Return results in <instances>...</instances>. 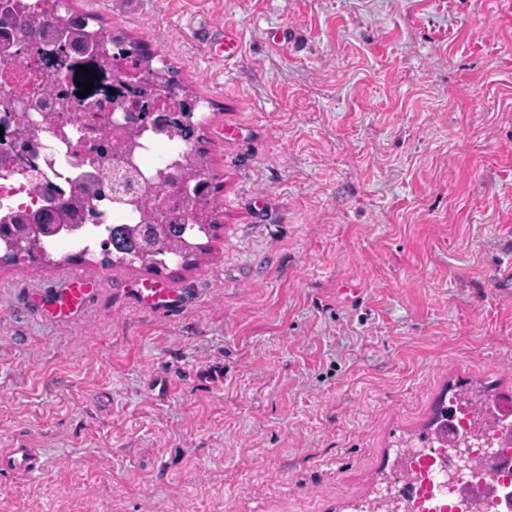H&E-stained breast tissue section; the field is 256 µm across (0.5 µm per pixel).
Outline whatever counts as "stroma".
I'll return each instance as SVG.
<instances>
[{
  "label": "stroma",
  "instance_id": "1",
  "mask_svg": "<svg viewBox=\"0 0 512 512\" xmlns=\"http://www.w3.org/2000/svg\"><path fill=\"white\" fill-rule=\"evenodd\" d=\"M66 12L197 99L219 229L153 275L185 293L173 314L97 250L0 266V450L40 458L0 467V512H352L437 408H512V0ZM75 270L89 305L42 314ZM211 45L217 54H223L224 57L232 58L238 54L240 49L239 38L236 30L229 25L221 27L217 32L208 37ZM39 457L34 448H11L9 454L1 458L2 467L17 474L25 475L38 467Z\"/></svg>",
  "mask_w": 512,
  "mask_h": 512
}]
</instances>
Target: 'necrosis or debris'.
I'll return each mask as SVG.
<instances>
[{
  "label": "necrosis or debris",
  "mask_w": 512,
  "mask_h": 512,
  "mask_svg": "<svg viewBox=\"0 0 512 512\" xmlns=\"http://www.w3.org/2000/svg\"><path fill=\"white\" fill-rule=\"evenodd\" d=\"M76 92L74 74L44 66L38 55L0 62V117L28 113L43 173L31 175L20 138L0 144V215L41 207L43 183L69 196L83 190L88 174L112 167L133 173L131 191L119 200L94 198V216L51 238V245L90 250L107 242L116 226L192 223L183 209L195 186L185 177L189 141L168 121L133 120L122 109L89 112L74 122ZM146 188L156 193L150 210L136 202ZM405 468L406 477L383 494L396 512H474L469 489L486 485L495 489L493 512H512V440L474 410L461 411L447 443L410 452Z\"/></svg>",
  "instance_id": "obj_1"
}]
</instances>
